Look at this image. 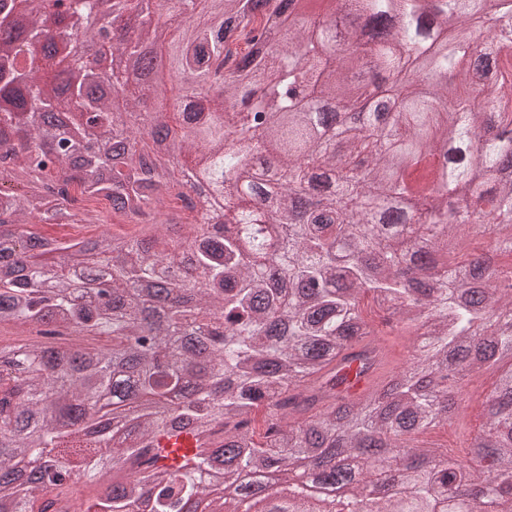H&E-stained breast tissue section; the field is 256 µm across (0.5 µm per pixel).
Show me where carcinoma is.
Listing matches in <instances>:
<instances>
[{
    "instance_id": "carcinoma-1",
    "label": "carcinoma",
    "mask_w": 512,
    "mask_h": 512,
    "mask_svg": "<svg viewBox=\"0 0 512 512\" xmlns=\"http://www.w3.org/2000/svg\"><path fill=\"white\" fill-rule=\"evenodd\" d=\"M97 2L70 0L60 28L47 0H0V327L76 336L0 345V512L512 498V30L473 38L512 0H197L176 41L158 18L183 0H110L112 21L140 18L100 49L121 72L89 68L73 39L102 21ZM147 46L184 77L177 94H144ZM365 60L386 96L364 112ZM190 156L206 197L182 177ZM20 169L36 185L15 188ZM79 199L131 230H38L89 221ZM390 336L408 337L397 361ZM386 359L381 385L343 394L344 368ZM504 363L468 443L478 464L419 444L467 416L465 380ZM183 428L192 462L161 464L153 437ZM303 455L328 479L341 457L400 462L398 489L319 505L286 482L268 505L220 489ZM98 224H51L42 225L44 234L56 237L62 241L71 239H87L99 233Z\"/></svg>"
}]
</instances>
